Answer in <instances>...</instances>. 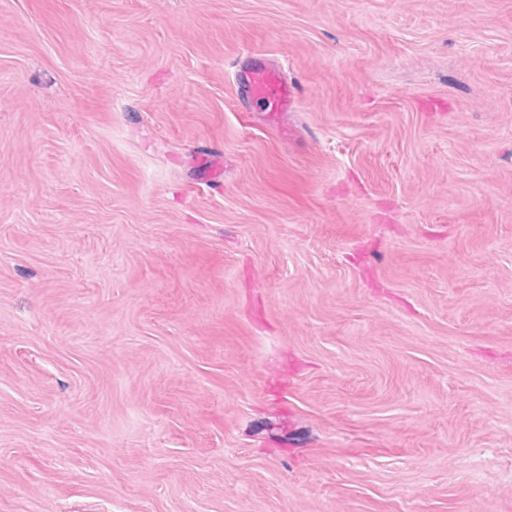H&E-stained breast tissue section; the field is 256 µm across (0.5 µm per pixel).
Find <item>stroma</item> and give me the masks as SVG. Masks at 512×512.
<instances>
[{
	"instance_id": "35a3bbf8",
	"label": "stroma",
	"mask_w": 512,
	"mask_h": 512,
	"mask_svg": "<svg viewBox=\"0 0 512 512\" xmlns=\"http://www.w3.org/2000/svg\"><path fill=\"white\" fill-rule=\"evenodd\" d=\"M0 512H512V0H0ZM245 84L249 97L263 104L268 121L276 126L300 97L296 85L288 84L278 69L266 64H255L246 72Z\"/></svg>"
}]
</instances>
